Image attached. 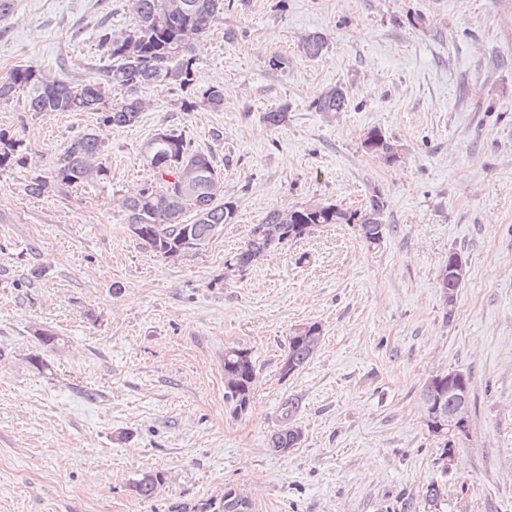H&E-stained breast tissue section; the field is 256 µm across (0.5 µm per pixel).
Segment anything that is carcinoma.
<instances>
[{"label":"carcinoma","instance_id":"1","mask_svg":"<svg viewBox=\"0 0 512 512\" xmlns=\"http://www.w3.org/2000/svg\"><path fill=\"white\" fill-rule=\"evenodd\" d=\"M134 16L132 27L119 33L103 31L99 44L106 49L111 64L103 73L91 72L80 83L47 75L36 65L15 68L0 83V100H9L19 92L27 95L29 112H93L97 128L84 130L55 159L50 175L31 178L26 190L34 196L49 192L53 186L102 184L109 180L110 168L105 153V141L100 131L106 128L133 125L139 121L147 105L140 98L144 86H156L169 91L178 89L189 94L181 102L186 111L199 106L212 110L224 107V90L219 86L201 87L193 45L213 28L224 13V0H129ZM326 47L319 33L306 36L300 51L316 59ZM118 87L124 92L119 103L106 95V87ZM349 105L347 92L336 86L313 101L317 112H344ZM167 139L151 138L143 154L151 171L149 178L136 194L122 199L126 223L138 226L134 235L143 245L163 258H175L183 232L191 229L198 245H205L219 228L233 222L235 203L224 200L222 183H213L220 172L212 158L192 147L185 134L163 127ZM365 146L386 157L394 156L393 145L378 129L367 132ZM27 164L24 143L0 133V170ZM385 202L375 194L363 209L345 210L335 204L302 205L288 210L274 208L263 221L252 225L244 247L235 254V264L244 271L268 252L310 234L321 224H355L364 242L378 246L393 231L384 222ZM37 341L42 351L30 356L37 369L48 367L43 352L56 349L61 338L41 330ZM316 350L296 338L288 341L282 374L291 375L305 368ZM462 384H448V376L437 375L422 388V399L437 392L451 404L458 396L457 387L471 391V377L461 371ZM256 373L251 351L230 347L224 350V400L233 410L242 413L250 403ZM295 402L285 403V423L270 437V448H295L300 445L292 434ZM162 482L158 473H145L136 480L133 490L140 498H152ZM248 501L229 488L224 494L211 497L192 506V512H247Z\"/></svg>","mask_w":512,"mask_h":512}]
</instances>
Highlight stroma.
<instances>
[{
	"instance_id": "obj_1",
	"label": "stroma",
	"mask_w": 512,
	"mask_h": 512,
	"mask_svg": "<svg viewBox=\"0 0 512 512\" xmlns=\"http://www.w3.org/2000/svg\"><path fill=\"white\" fill-rule=\"evenodd\" d=\"M131 22L128 0H15L0 78L33 63L83 79L110 63L100 32ZM312 33L326 40L316 59L298 48ZM193 55L223 109L142 89L140 122L106 133L103 186L29 195L96 115L0 102V131L28 158L0 171V512H180L227 487L251 512H512V0H224ZM336 86L347 111H315ZM281 106L288 122L271 129L262 115ZM166 125L212 157L236 204L175 260L145 249L118 203L148 179L143 147ZM373 128L394 159L366 148ZM376 193L393 227L380 245L324 224L229 268L271 209H354ZM452 250L467 275L450 307L437 274ZM307 323L322 345L282 375ZM43 329L62 343L39 370ZM229 347L255 361L242 414L224 402ZM451 369L472 390L448 464L421 389ZM289 400L304 437L278 455ZM146 472L162 477L148 501L133 489Z\"/></svg>"
}]
</instances>
